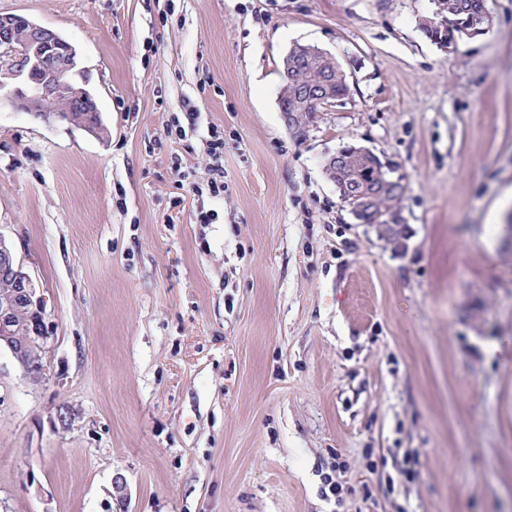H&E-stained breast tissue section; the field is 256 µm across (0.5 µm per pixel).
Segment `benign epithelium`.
<instances>
[{"label": "benign epithelium", "mask_w": 512, "mask_h": 512, "mask_svg": "<svg viewBox=\"0 0 512 512\" xmlns=\"http://www.w3.org/2000/svg\"><path fill=\"white\" fill-rule=\"evenodd\" d=\"M422 25L434 32L439 44L450 48L455 38L433 19ZM79 63L76 48L56 31L17 14L0 13V101H7L18 111L45 114L43 121L62 120L89 133L102 130L100 111L88 81L77 82ZM316 81L297 88V106L314 112L336 103V64H327ZM85 117L73 120L71 113ZM0 276L11 281L12 290L0 299V349H7L23 371L38 377L47 336L45 332L46 300L37 292L33 279L23 270L15 251L0 236ZM27 310L26 335L17 321L19 311Z\"/></svg>", "instance_id": "7a95c632"}]
</instances>
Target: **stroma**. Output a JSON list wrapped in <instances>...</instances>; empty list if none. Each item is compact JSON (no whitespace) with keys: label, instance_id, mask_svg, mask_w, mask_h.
I'll return each instance as SVG.
<instances>
[{"label":"stroma","instance_id":"obj_1","mask_svg":"<svg viewBox=\"0 0 512 512\" xmlns=\"http://www.w3.org/2000/svg\"><path fill=\"white\" fill-rule=\"evenodd\" d=\"M487 7L446 49L434 0H0L75 45L105 128L0 105V235L48 334L39 378L0 351V512H512L486 353L512 339V0ZM297 42L349 85L301 139ZM346 146L401 175L393 229L327 178Z\"/></svg>","mask_w":512,"mask_h":512}]
</instances>
